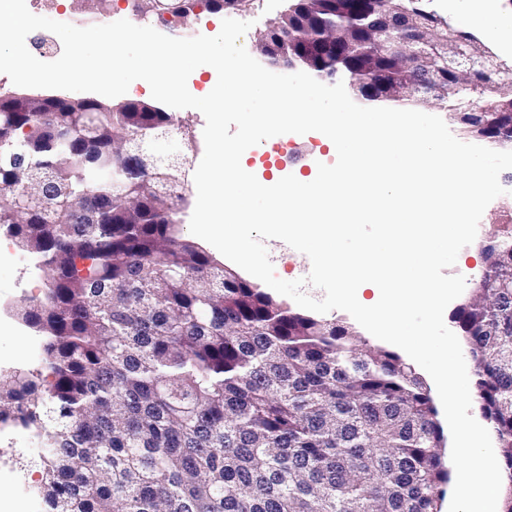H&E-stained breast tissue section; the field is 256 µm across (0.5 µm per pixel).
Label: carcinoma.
I'll return each mask as SVG.
<instances>
[{"label":"carcinoma","mask_w":512,"mask_h":512,"mask_svg":"<svg viewBox=\"0 0 512 512\" xmlns=\"http://www.w3.org/2000/svg\"><path fill=\"white\" fill-rule=\"evenodd\" d=\"M242 0H129L175 30ZM425 0H297L256 40L270 66L308 62L408 88L426 64L324 37L390 16L436 38L431 66L472 136L512 144V74ZM479 46L482 69L448 67ZM172 112L130 101L0 95V234L38 259L16 306L41 368L0 369V429L34 438L45 512H441L449 473L427 387L394 352L296 312L187 238L185 168L141 148ZM452 316L501 448L512 512V230Z\"/></svg>","instance_id":"carcinoma-1"}]
</instances>
